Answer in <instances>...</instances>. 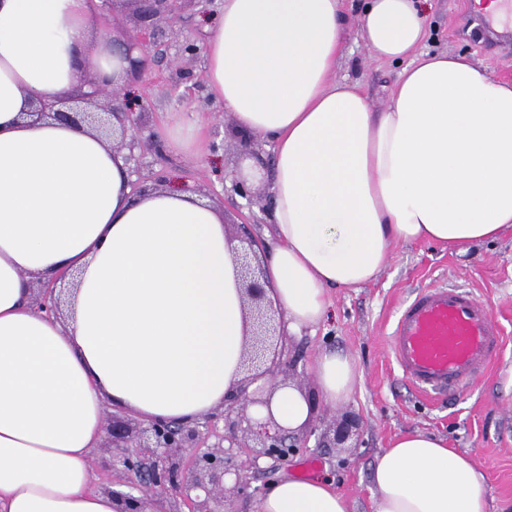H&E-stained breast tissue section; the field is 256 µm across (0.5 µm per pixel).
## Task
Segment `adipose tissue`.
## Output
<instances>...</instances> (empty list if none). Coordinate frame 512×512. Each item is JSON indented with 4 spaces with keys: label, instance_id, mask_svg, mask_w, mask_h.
<instances>
[{
    "label": "adipose tissue",
    "instance_id": "ef3b65f1",
    "mask_svg": "<svg viewBox=\"0 0 512 512\" xmlns=\"http://www.w3.org/2000/svg\"><path fill=\"white\" fill-rule=\"evenodd\" d=\"M204 46L210 96L244 132L271 138L276 242L266 298L288 329L322 322L327 292L374 280L399 243L463 253L512 230V81L461 54L428 53V0H367L359 29L399 65L372 111L333 80L343 0H222ZM91 0H0V512H116L93 487L107 410L193 422L243 379L252 321L223 212L194 193L131 192L128 165L87 127L35 121L32 100L129 63L91 30ZM73 272L64 316L27 283ZM315 395L269 387L257 423L300 433L317 403L348 401L356 359L313 365ZM375 512H489L470 455L420 430L374 457ZM254 512H351L321 478L281 477Z\"/></svg>",
    "mask_w": 512,
    "mask_h": 512
}]
</instances>
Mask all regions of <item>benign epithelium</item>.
<instances>
[{
    "label": "benign epithelium",
    "mask_w": 512,
    "mask_h": 512,
    "mask_svg": "<svg viewBox=\"0 0 512 512\" xmlns=\"http://www.w3.org/2000/svg\"><path fill=\"white\" fill-rule=\"evenodd\" d=\"M137 2L140 3L139 18L154 20L153 30L156 31L159 26H171L179 19L185 0ZM87 86L89 90L74 96L39 100L28 115L65 124L83 123L113 141V150L127 151V161L134 160V150L139 146L136 134L139 117L135 108L120 92L109 89L94 76L87 81ZM236 258L252 317L249 351L244 364L254 366L264 362L268 346L280 335V326L275 323L274 311L266 303L262 275L255 274L251 268L248 251L236 253ZM55 291L52 282L42 283L34 289V302L39 309L48 313L58 310ZM253 402L255 399L247 395L244 387L225 397L221 416L232 432L227 438L220 437L213 445L206 444L209 433L200 430L197 421L144 423L123 415L112 416L101 450L122 449L119 463L136 479L131 492L114 493L121 501L120 512H150L151 495L163 492L169 486H176L181 491V500L174 503L169 512H220V507L224 506V476L235 475V487L244 494L249 489L244 468H258L262 458L276 465L287 460L296 449L306 447V435L295 436L283 429L272 433L265 428L259 429L255 431L259 449L251 451L246 466L235 465L224 449V440H229L231 448L241 447L234 429L247 420L246 407Z\"/></svg>",
    "instance_id": "7a95c632"
}]
</instances>
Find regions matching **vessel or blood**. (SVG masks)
<instances>
[{
    "label": "vessel or blood",
    "instance_id": "vessel-or-blood-1",
    "mask_svg": "<svg viewBox=\"0 0 512 512\" xmlns=\"http://www.w3.org/2000/svg\"><path fill=\"white\" fill-rule=\"evenodd\" d=\"M503 336L477 296L432 286L405 303L390 342L392 357L413 388L429 398H449L486 370Z\"/></svg>",
    "mask_w": 512,
    "mask_h": 512
}]
</instances>
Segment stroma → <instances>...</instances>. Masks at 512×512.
<instances>
[{"mask_svg": "<svg viewBox=\"0 0 512 512\" xmlns=\"http://www.w3.org/2000/svg\"><path fill=\"white\" fill-rule=\"evenodd\" d=\"M363 0H345V49L335 77L360 83L373 110H381L397 80V65L376 60L358 28ZM465 0H433L428 16L426 51L463 54L489 75L512 80V48L487 51L482 37L464 31ZM218 14L199 13L184 0L181 20L160 45L150 48L142 80H128L125 91L138 99L143 82L152 85L140 120L141 140H158L173 113L180 112L201 126L207 155H147L139 179L146 188L191 189L224 209V227L232 241L243 229L262 238L271 222L273 142L258 135L243 136L230 113L215 103L206 86L205 56L184 61L182 70L169 62L185 38L205 43ZM252 179V206L230 192L234 178ZM469 288L504 331V350L492 370L463 388L453 403L435 402L416 394L397 370L389 345L393 323L414 291L440 284ZM329 314L314 329L277 344L276 353L294 362L277 382L312 391L311 365L325 349L354 356L362 371L360 389L345 403L319 405L307 447L297 449L273 469L250 471L254 495L237 494L225 485L227 512H254L255 494L283 475L323 477L348 497L353 512H373L375 491L370 469L375 455L397 435L422 430L444 437L449 447L469 454L486 480L490 512H512V231L501 238L451 253L435 244H398L379 278L359 288L329 291ZM353 421L347 441L338 444L333 430Z\"/></svg>", "mask_w": 512, "mask_h": 512, "instance_id": "stroma-1", "label": "stroma"}]
</instances>
